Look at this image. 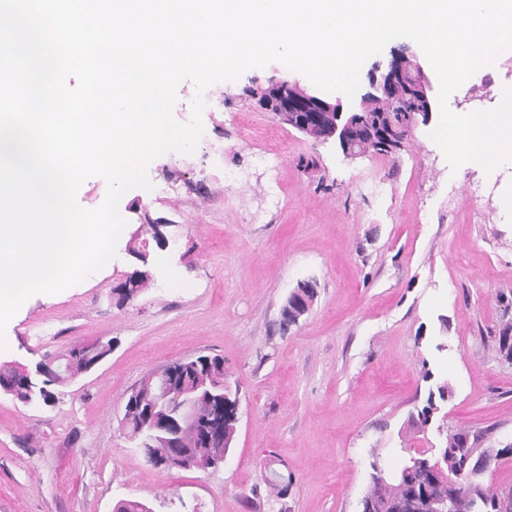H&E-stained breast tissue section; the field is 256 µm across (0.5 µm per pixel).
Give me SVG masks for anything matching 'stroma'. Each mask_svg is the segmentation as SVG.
<instances>
[{"label": "stroma", "mask_w": 512, "mask_h": 512, "mask_svg": "<svg viewBox=\"0 0 512 512\" xmlns=\"http://www.w3.org/2000/svg\"><path fill=\"white\" fill-rule=\"evenodd\" d=\"M282 64L211 86L195 152L148 168L153 191L119 202L117 256L84 281L36 294L10 320L0 365L35 368L99 337L111 354L27 406L0 392V512H113L122 499L153 512H359L374 459L441 446L447 428L512 442V362L495 351L512 322V168L452 169L419 125L391 155L346 158L259 105ZM512 88V51L475 72L448 104L496 106ZM254 125L256 138L241 135ZM279 133L277 167L253 166L260 135ZM236 171L241 182L232 183ZM173 183L174 197L157 185ZM164 227L151 281L132 300L110 293L137 267L138 224ZM304 280L311 310L281 330V306ZM199 352L224 359L239 393L235 441L221 467L162 470L122 432L141 381ZM452 392L422 433L409 418L435 384ZM288 477L270 493L268 471Z\"/></svg>", "instance_id": "stroma-1"}]
</instances>
